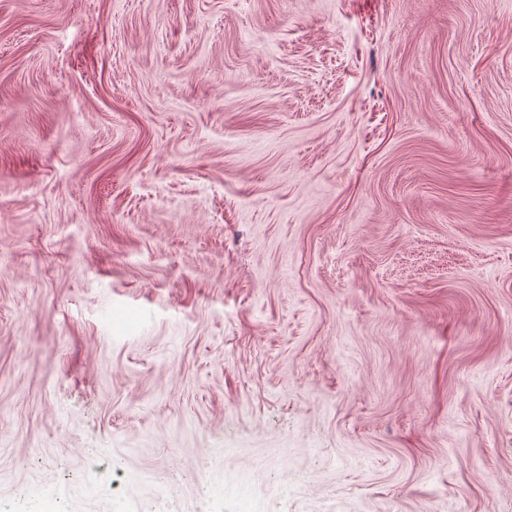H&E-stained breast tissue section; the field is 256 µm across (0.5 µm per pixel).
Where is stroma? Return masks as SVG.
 <instances>
[{
	"label": "stroma",
	"mask_w": 512,
	"mask_h": 512,
	"mask_svg": "<svg viewBox=\"0 0 512 512\" xmlns=\"http://www.w3.org/2000/svg\"><path fill=\"white\" fill-rule=\"evenodd\" d=\"M0 512H512V0H0Z\"/></svg>",
	"instance_id": "1"
}]
</instances>
